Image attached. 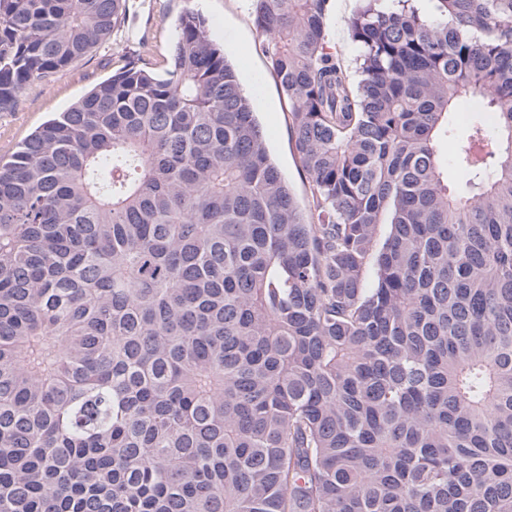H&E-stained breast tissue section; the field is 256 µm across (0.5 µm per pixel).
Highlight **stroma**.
<instances>
[{"label":"stroma","instance_id":"stroma-1","mask_svg":"<svg viewBox=\"0 0 512 512\" xmlns=\"http://www.w3.org/2000/svg\"><path fill=\"white\" fill-rule=\"evenodd\" d=\"M362 4L363 0L327 4L328 44L355 81L360 74L348 21ZM188 11L206 19L211 39L237 70L244 90L251 92L269 155L301 208L309 209L311 193L294 150L288 101L261 50L263 37L253 23L249 0H126L124 21L107 40L50 80L29 85L13 109L0 112V160L9 159L48 119L66 111L132 55H141L155 73L164 74L179 19Z\"/></svg>","mask_w":512,"mask_h":512}]
</instances>
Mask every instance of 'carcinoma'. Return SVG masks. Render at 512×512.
<instances>
[{
    "label": "carcinoma",
    "instance_id": "1",
    "mask_svg": "<svg viewBox=\"0 0 512 512\" xmlns=\"http://www.w3.org/2000/svg\"><path fill=\"white\" fill-rule=\"evenodd\" d=\"M122 2L0 0V112ZM327 2L250 0L308 220L194 12L0 161V512H512V0H372L357 83Z\"/></svg>",
    "mask_w": 512,
    "mask_h": 512
}]
</instances>
